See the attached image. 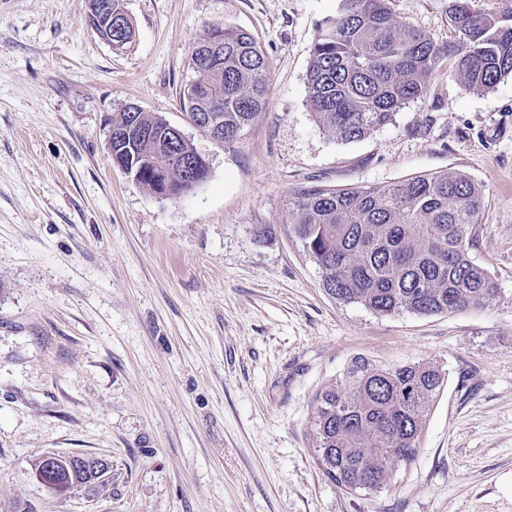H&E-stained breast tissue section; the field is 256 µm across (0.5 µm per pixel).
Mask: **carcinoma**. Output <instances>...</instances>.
<instances>
[{"label":"carcinoma","instance_id":"cac0c4a2","mask_svg":"<svg viewBox=\"0 0 512 512\" xmlns=\"http://www.w3.org/2000/svg\"><path fill=\"white\" fill-rule=\"evenodd\" d=\"M388 2L342 0L311 51L307 104L338 140H361L424 98L446 56L455 58L453 76L466 90L512 77V6L498 15L476 9L475 0H451L456 40L441 45L397 20ZM270 67L250 33L212 24L191 47L193 81L182 86L183 108L190 118L211 113L230 143L264 111ZM136 118L145 130L167 128L155 113L138 111ZM132 147L142 169L154 162L165 169L177 196L197 186L183 167L196 157L191 142L134 137ZM482 207L473 180L438 171L386 186L302 188L288 200V223L337 303L380 316L438 315L497 294L488 271L468 254ZM445 377L436 363L387 368L354 356L317 395L312 434L324 475L354 492L383 489L418 454Z\"/></svg>","mask_w":512,"mask_h":512}]
</instances>
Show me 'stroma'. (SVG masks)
<instances>
[{
  "instance_id": "stroma-1",
  "label": "stroma",
  "mask_w": 512,
  "mask_h": 512,
  "mask_svg": "<svg viewBox=\"0 0 512 512\" xmlns=\"http://www.w3.org/2000/svg\"><path fill=\"white\" fill-rule=\"evenodd\" d=\"M450 0H390L436 42ZM117 51L88 0H0V512H512V78L468 91L444 60L426 96L359 141L306 103L310 52L341 0H123ZM271 61L264 112L219 144L179 101L209 24ZM135 105L210 162L178 199L112 163ZM448 170L482 188L470 258L498 293L431 316L340 305L291 232L301 187L386 185ZM361 354L439 362L421 448L377 493L323 475L316 395ZM105 456L111 478L62 496L34 465ZM89 0L90 17L93 28L114 50H122L131 44L135 37L131 20L123 9V0ZM125 14V18L121 15ZM112 15L124 20L126 35L124 39L112 42Z\"/></svg>"
}]
</instances>
